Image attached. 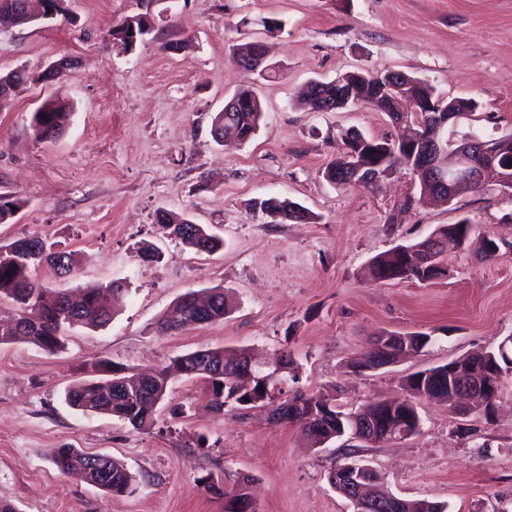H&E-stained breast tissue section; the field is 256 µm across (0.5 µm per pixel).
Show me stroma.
I'll list each match as a JSON object with an SVG mask.
<instances>
[{"mask_svg":"<svg viewBox=\"0 0 512 512\" xmlns=\"http://www.w3.org/2000/svg\"><path fill=\"white\" fill-rule=\"evenodd\" d=\"M137 14L154 31L127 50L109 32ZM171 41L186 47L170 51ZM248 41L268 45L276 76L231 61ZM65 55L77 61L66 79H33L0 106V196L20 203L0 224V246L27 236L74 252L71 276L32 270L46 288L119 282L127 294L106 326L73 329L59 354L0 345V498L17 512H224L207 483L227 487L246 474L257 512H352L327 481L344 448L314 446L301 423L274 420L269 403L218 412L199 381L176 376L166 398L184 415L158 411L143 431L72 408L65 391L100 362L129 375L208 348L269 361L287 350L296 369L281 375L277 400L327 391L354 410L404 399L407 375L512 336V192L491 179L435 202L403 166L372 185H332L323 171L346 131L394 140L402 129L363 106L300 104L312 81L401 72L474 101L449 142L512 135V0H65L50 22L0 26L2 74L35 76ZM246 88L263 105L258 131L245 144L216 142L214 116ZM55 99L70 105V122L39 139L32 114ZM269 198L303 206L310 220L278 222L258 207ZM409 198L414 207L402 212ZM162 208L213 227L223 249L170 238L155 219ZM463 218L470 243L445 253L446 276H370L375 256ZM486 238L499 243L496 256L480 252ZM153 246L160 259L143 261ZM214 287L230 304L223 321L156 332L183 294ZM412 332L430 343L388 367L356 369L376 336ZM416 407V434L355 450L385 487L448 512H512V375L494 419L432 400ZM63 446L112 457L137 489L113 495L60 472L48 453Z\"/></svg>","mask_w":512,"mask_h":512,"instance_id":"stroma-1","label":"stroma"}]
</instances>
